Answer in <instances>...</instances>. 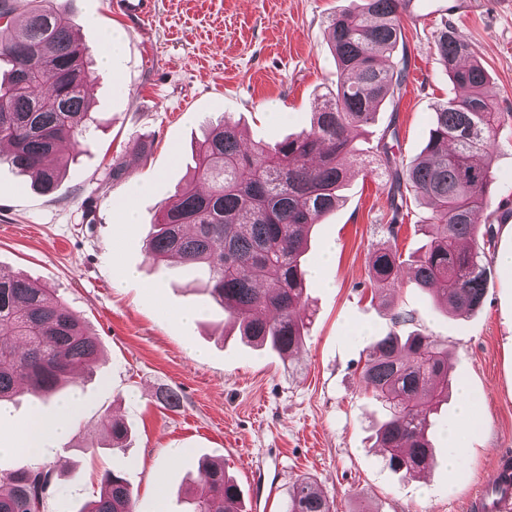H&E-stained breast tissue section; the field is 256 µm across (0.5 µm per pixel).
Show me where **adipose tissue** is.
I'll return each mask as SVG.
<instances>
[{
  "label": "adipose tissue",
  "mask_w": 512,
  "mask_h": 512,
  "mask_svg": "<svg viewBox=\"0 0 512 512\" xmlns=\"http://www.w3.org/2000/svg\"><path fill=\"white\" fill-rule=\"evenodd\" d=\"M78 408L79 401L73 398L60 405L55 418L47 419L40 413H32L26 426L14 438L0 441V455L23 452L38 459L53 456V441L66 436Z\"/></svg>",
  "instance_id": "1"
}]
</instances>
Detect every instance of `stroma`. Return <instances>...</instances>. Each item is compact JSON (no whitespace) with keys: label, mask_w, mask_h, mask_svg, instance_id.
Listing matches in <instances>:
<instances>
[{"label":"stroma","mask_w":512,"mask_h":512,"mask_svg":"<svg viewBox=\"0 0 512 512\" xmlns=\"http://www.w3.org/2000/svg\"><path fill=\"white\" fill-rule=\"evenodd\" d=\"M54 3L92 55L114 32L122 48L111 69L93 65L95 144L53 194L0 161V269L57 289L104 351L103 365L80 381L85 405L57 444L43 512H79L99 495L108 470L129 484L135 512H186L179 491L197 480L204 459L223 462L245 512H284L302 477L335 512H467L498 455L512 453V270L498 261L512 251V226L497 224L492 279L473 314L444 313L410 274L381 296L369 277L370 257L387 239L390 186L370 149L392 123L397 155L418 157L437 105L456 93L436 51L440 15L401 20L409 58L402 96L352 132L368 154L351 166L343 202L312 229L307 339L285 360L244 343L227 314L209 306L206 267L154 263L146 239L192 175L211 122L230 115L248 143L309 129L336 82L328 19L349 0H154L146 26L114 14L109 0ZM450 18L487 68L490 97L505 115L490 149L483 224L512 200V0H485ZM143 139L152 143L145 154L137 148ZM116 157L130 170L121 182L106 173ZM138 183L148 189L135 198ZM129 199L138 218L131 230L122 225ZM123 268L134 275L116 282ZM182 310L193 312L192 322L177 320ZM396 311L412 321L395 324ZM392 331L422 332L453 354L448 401L433 418L434 462L416 478L387 466L373 437L383 410L359 385L370 343ZM462 382L479 399L470 426L459 415ZM167 391L178 394L179 407L163 404ZM107 414L128 425L124 448L112 447L102 431ZM452 429L462 457L454 469L447 463ZM178 448L184 456H175Z\"/></svg>","instance_id":"1"}]
</instances>
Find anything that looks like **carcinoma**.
<instances>
[{
  "mask_svg": "<svg viewBox=\"0 0 512 512\" xmlns=\"http://www.w3.org/2000/svg\"><path fill=\"white\" fill-rule=\"evenodd\" d=\"M20 0H0V142L9 163L28 173L50 195L69 163L89 152L95 118L86 94L89 49L72 34V22L50 5L18 15ZM412 0H351L329 17L327 35L336 61V87L324 94L310 129L274 143L244 145L238 125L226 118L210 127L195 156V170L148 235V253L172 266H207L204 291L238 323L242 338L291 357L303 345L298 313L307 304L302 257L308 232L342 200L340 188L357 162L351 130L375 121L380 107L401 93L404 62L393 57L403 39L401 14ZM437 50L445 74L460 94L438 105L422 155L397 157L383 133L378 162L391 177L388 240L371 259L370 279L390 290L406 261L397 246L406 195L429 206L428 241L413 262L417 287L433 301L467 315L483 304L492 275L486 252L495 247L493 224L478 214L492 184L489 148L502 121L488 95L489 73L451 22L442 23ZM30 75L26 87L19 74ZM74 152L59 159L61 144ZM208 188H198V182ZM101 345L81 318L52 290L0 270V401L20 394L47 400L77 386L98 361ZM448 348L423 333L392 332L368 348L363 390L386 411L375 431L388 467L405 476L421 471L432 455L430 415L448 400ZM101 427L120 448L128 437L121 420ZM191 489L190 512H237V485L219 462L201 463ZM53 470L42 464L0 472V512H35L44 502ZM99 496L79 512H133V492L112 471ZM285 512H332L307 479L295 483Z\"/></svg>",
  "mask_w": 512,
  "mask_h": 512,
  "instance_id": "obj_1",
  "label": "carcinoma"
}]
</instances>
